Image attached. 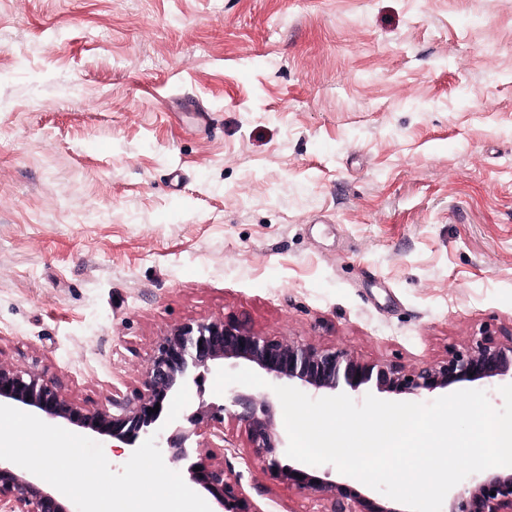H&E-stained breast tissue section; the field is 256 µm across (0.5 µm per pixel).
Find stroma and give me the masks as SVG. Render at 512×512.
I'll return each instance as SVG.
<instances>
[{"label": "stroma", "instance_id": "stroma-1", "mask_svg": "<svg viewBox=\"0 0 512 512\" xmlns=\"http://www.w3.org/2000/svg\"><path fill=\"white\" fill-rule=\"evenodd\" d=\"M215 318L408 368L512 326V0H0V360L101 405Z\"/></svg>", "mask_w": 512, "mask_h": 512}]
</instances>
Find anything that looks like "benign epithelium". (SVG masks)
I'll list each match as a JSON object with an SVG mask.
<instances>
[{
	"instance_id": "benign-epithelium-1",
	"label": "benign epithelium",
	"mask_w": 512,
	"mask_h": 512,
	"mask_svg": "<svg viewBox=\"0 0 512 512\" xmlns=\"http://www.w3.org/2000/svg\"><path fill=\"white\" fill-rule=\"evenodd\" d=\"M226 360L245 361L280 382L317 395L339 389L419 396L461 382L512 380V329L489 331L436 364L405 368L392 362L363 363L343 349H321L255 334L245 323L214 319L184 322L158 337L146 368L143 389L132 398L114 397L110 406L89 408L62 394L38 370L0 361V404L23 407L63 425L90 430L132 447L156 432L167 435L169 459L183 465L194 484L215 500L216 512H255L224 466L212 459L224 454V416L244 425L255 456L277 469L302 491L323 496L327 512H358L365 499L350 497L335 481L318 478L302 465H283L284 440L277 434L267 397L237 393L228 402H211L185 416V424L164 425L166 407L182 385L204 394L206 374ZM159 407L152 413L150 409ZM206 436L207 453L193 460L189 440ZM0 512H71L65 495L44 485L29 471L0 460ZM448 512H512V473L489 474L456 492Z\"/></svg>"
}]
</instances>
